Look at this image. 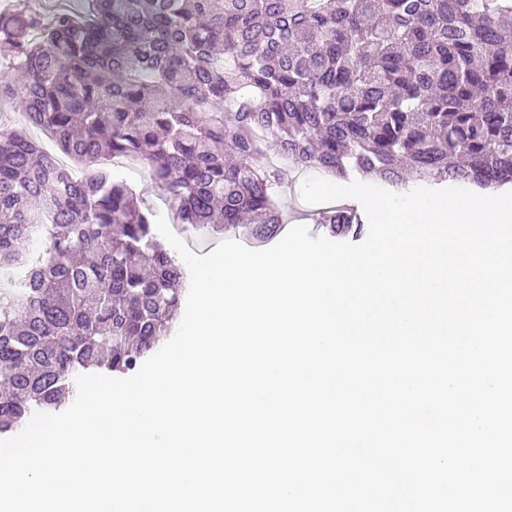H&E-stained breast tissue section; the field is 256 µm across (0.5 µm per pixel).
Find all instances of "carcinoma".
<instances>
[{"instance_id":"1","label":"carcinoma","mask_w":512,"mask_h":512,"mask_svg":"<svg viewBox=\"0 0 512 512\" xmlns=\"http://www.w3.org/2000/svg\"><path fill=\"white\" fill-rule=\"evenodd\" d=\"M512 0H90L0 11V102L84 167L0 131V435L127 375L185 301L186 270L108 161L148 165L177 224L275 238L282 171L512 183ZM316 224L365 234L349 207Z\"/></svg>"}]
</instances>
